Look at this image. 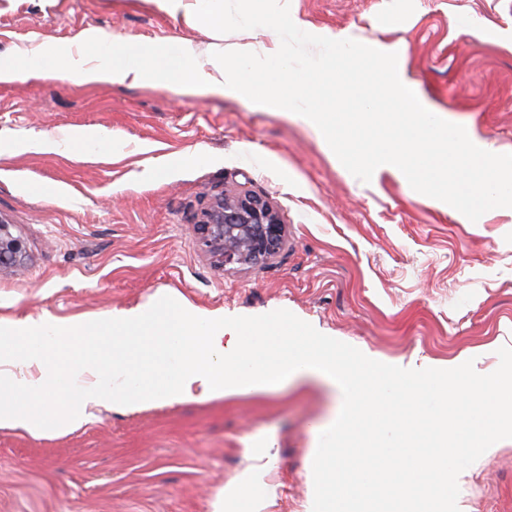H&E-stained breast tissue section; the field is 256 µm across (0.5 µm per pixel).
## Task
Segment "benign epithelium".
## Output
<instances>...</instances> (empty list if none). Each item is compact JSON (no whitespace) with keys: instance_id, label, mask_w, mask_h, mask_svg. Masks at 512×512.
Masks as SVG:
<instances>
[{"instance_id":"obj_1","label":"benign epithelium","mask_w":512,"mask_h":512,"mask_svg":"<svg viewBox=\"0 0 512 512\" xmlns=\"http://www.w3.org/2000/svg\"><path fill=\"white\" fill-rule=\"evenodd\" d=\"M196 227L199 248L225 271L265 263L286 243V225L278 210L250 192L215 194ZM27 259L22 240L0 220V273L21 270Z\"/></svg>"}]
</instances>
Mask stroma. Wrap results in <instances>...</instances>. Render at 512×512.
<instances>
[{
    "instance_id": "obj_1",
    "label": "stroma",
    "mask_w": 512,
    "mask_h": 512,
    "mask_svg": "<svg viewBox=\"0 0 512 512\" xmlns=\"http://www.w3.org/2000/svg\"><path fill=\"white\" fill-rule=\"evenodd\" d=\"M308 33L372 40L398 55L405 84L472 141L512 153V0H289ZM118 43H191L276 52L271 29L219 34L156 0H0V58ZM57 136L53 151L23 140ZM107 137L100 147L96 136ZM86 137L82 149L68 143ZM267 197L287 245L263 265L218 269L195 222L216 190ZM0 220L28 250L0 274V327L149 309L169 296L213 316L286 309L367 357L414 369L512 347V208L470 221L382 169L348 172L301 115L194 91L0 82ZM340 391L307 378L263 392L129 408L91 404L66 433L0 429V512H215L226 487L273 460L261 512H312V462ZM460 512H512V439L458 478Z\"/></svg>"
}]
</instances>
